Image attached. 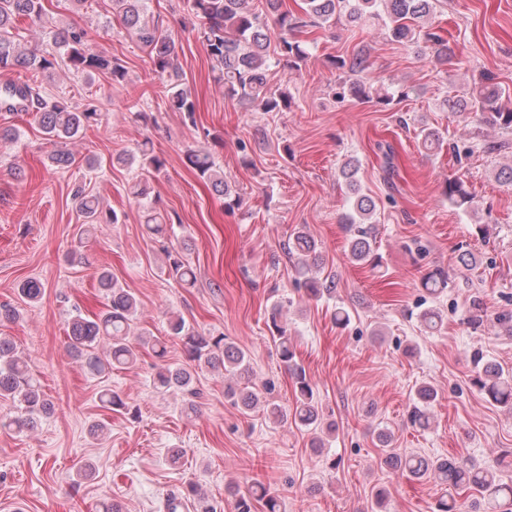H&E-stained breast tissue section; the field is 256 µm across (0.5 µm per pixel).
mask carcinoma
I'll return each instance as SVG.
<instances>
[{"mask_svg": "<svg viewBox=\"0 0 512 512\" xmlns=\"http://www.w3.org/2000/svg\"><path fill=\"white\" fill-rule=\"evenodd\" d=\"M265 11H260L254 0H188L189 8L198 22L199 39L212 62L217 82L225 93L240 105L258 107L264 112H279L289 105L288 96L268 86L267 71L271 53L288 59V68L299 67L308 58L307 51L295 40V36L307 26L324 25L342 15L353 27L383 24L391 37L400 42L425 44L434 50L435 60L448 62L454 54L449 41L435 30L432 14L436 0H303V15L299 16L284 8L285 0H263ZM112 13L120 20L125 31L135 36L148 50L151 69L160 77H166L170 107L194 122L195 104L178 76L175 40L163 32L159 21L145 17L147 0H110ZM29 20L50 29L56 51L47 55L21 49L16 41L18 23ZM63 64L77 74H100L114 83L125 77V67L119 59L104 52H91L87 47V31L71 24L59 28L45 6V0H0V72L41 71ZM330 65L352 77L350 95L363 102L385 104L391 97L372 91L354 79L369 68L368 57L357 52L349 57H333ZM502 90L490 77L469 91L443 100V106L451 112H468L478 122L492 127L512 130V110L501 103ZM26 112L32 115L48 140L61 145L79 138L83 132L97 123L101 112L92 102L74 103L65 97L50 98L41 85L30 82H9L0 86V111ZM419 144L426 151L436 150L444 142L442 133L420 126ZM141 165L149 171L161 172L165 159L154 150L142 146L139 150ZM50 164L59 169H69L81 164L93 170L99 162L93 156L77 158L73 153L58 148L48 154ZM186 161L192 170L211 184L218 195L224 197L225 206L232 209L241 203L238 193L224 181V173L216 169L213 155L206 149H191ZM358 161L347 160L340 175L347 189L348 212L342 223L348 232V251L353 262L372 268L380 266L377 252V224L380 223L376 204L372 197L362 192L358 183ZM448 203L463 210L472 208L474 196L466 188L464 180L457 176L448 179L445 188ZM85 226L118 223L115 212L103 211L99 197L78 184L73 190ZM171 219L154 209L147 211L146 227L150 234L164 237L170 231ZM190 244L167 248V275L184 288L195 286L197 277L184 251ZM288 257L301 272V286L311 300H330L336 297L335 275L326 271L324 258L315 240L303 227L294 229L288 238ZM97 285L107 300L105 309L98 314L84 315L77 312L68 322V352L94 375H104L112 369H123L137 361V348L152 352L157 360L154 383L165 391L174 390L193 398L198 397L197 370L208 367L223 370L225 396L243 412L261 410L275 421L288 418L294 423L314 431L311 448L324 447L322 433L336 431L333 420H325L322 404L305 368L299 363L288 327L280 320L283 304L275 301L269 313V329L277 342L280 360L291 378L295 405L293 411L282 407L273 397L272 384L259 389L252 382L253 372L249 356L236 343L224 335L211 336L200 333L187 324L185 318L170 312L167 317V337L180 342L186 357L184 363H169L167 342L148 330L137 334V343L130 336L138 310L136 297L118 284L108 270L97 276ZM421 287L431 298L443 294L448 287V274L442 269L427 272L421 278ZM20 296L29 302L39 301L44 294L43 284L36 279L23 281L18 288ZM417 319L424 327L435 332L443 323L442 314L434 306L418 311ZM473 363L479 370L473 384L498 406L512 411V376L504 374L497 365L473 354ZM0 397L17 402L20 413L9 418L0 417V429L18 433L34 430L40 418L53 410L39 382L30 371L28 359L20 353L15 342L0 335ZM437 393L429 384L420 385L408 413V421L420 428L429 426L430 409ZM102 407L119 412L126 402L113 390H106L99 397ZM394 435L389 429L376 433L377 447L384 453V462L394 470L409 477H429L450 490H470L476 496L470 500L468 512H512V479L506 480L492 469L467 460L448 458L429 460L420 455H401L393 448ZM234 496V512H256L262 504L263 512H282V503L259 481L245 492L235 484L229 485ZM182 498L193 503L194 512H218L201 488L188 483Z\"/></svg>", "mask_w": 512, "mask_h": 512, "instance_id": "carcinoma-1", "label": "carcinoma"}]
</instances>
